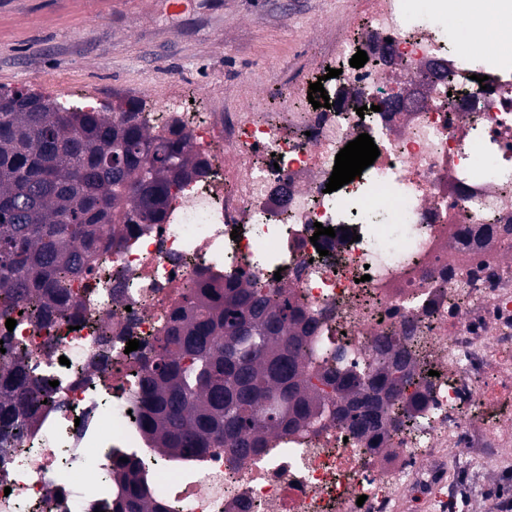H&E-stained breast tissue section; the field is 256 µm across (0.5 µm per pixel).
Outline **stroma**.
Segmentation results:
<instances>
[{"label": "stroma", "mask_w": 512, "mask_h": 512, "mask_svg": "<svg viewBox=\"0 0 512 512\" xmlns=\"http://www.w3.org/2000/svg\"><path fill=\"white\" fill-rule=\"evenodd\" d=\"M372 0H0V91L61 102L143 103L149 112L309 109L295 89L317 82L345 27H365ZM457 512L512 476L462 469Z\"/></svg>", "instance_id": "stroma-1"}]
</instances>
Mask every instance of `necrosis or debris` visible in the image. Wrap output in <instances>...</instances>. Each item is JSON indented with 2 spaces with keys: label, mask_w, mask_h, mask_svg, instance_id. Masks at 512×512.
Masks as SVG:
<instances>
[{
  "label": "necrosis or debris",
  "mask_w": 512,
  "mask_h": 512,
  "mask_svg": "<svg viewBox=\"0 0 512 512\" xmlns=\"http://www.w3.org/2000/svg\"><path fill=\"white\" fill-rule=\"evenodd\" d=\"M452 28L376 0L336 56L385 43L395 63L342 72L329 107L261 122L165 113L159 132L189 135L210 172L173 189L162 225L97 252L72 283L78 316L18 317L12 345L48 394L0 449V512H115L122 487L100 474L130 455L166 512H447L470 449L512 470V60L461 46ZM439 63L447 80L431 74ZM386 85L420 93L382 114ZM362 133L376 161L326 192ZM319 224L358 239L316 236ZM202 274L280 291L313 318L328 349L314 370L369 369L383 339L421 345L435 373L409 391L425 408L375 448L327 414L246 457L161 454L131 417L142 372L125 347L156 343Z\"/></svg>",
  "instance_id": "obj_1"
}]
</instances>
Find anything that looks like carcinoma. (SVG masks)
<instances>
[{"label": "carcinoma", "instance_id": "obj_1", "mask_svg": "<svg viewBox=\"0 0 512 512\" xmlns=\"http://www.w3.org/2000/svg\"><path fill=\"white\" fill-rule=\"evenodd\" d=\"M142 107L112 112L23 91L0 93V317L20 307L44 320L76 307L70 280L123 237L121 225L160 224L172 188L207 173L190 139H161L140 120ZM115 225L106 239L103 228ZM312 319L290 302L241 281L200 275L173 310L165 336L144 357L139 422L172 457L222 448L255 454L280 430L313 426L336 404V423L375 442L423 399L380 413L400 398L421 361L384 342L368 373L348 368L312 374L306 359ZM0 370V440L19 438L44 394L19 355ZM120 512H164L151 504L142 463L115 469Z\"/></svg>", "mask_w": 512, "mask_h": 512}]
</instances>
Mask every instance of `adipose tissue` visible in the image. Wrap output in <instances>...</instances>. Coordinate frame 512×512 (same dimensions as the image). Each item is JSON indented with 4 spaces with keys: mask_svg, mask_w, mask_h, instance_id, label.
I'll list each match as a JSON object with an SVG mask.
<instances>
[{
    "mask_svg": "<svg viewBox=\"0 0 512 512\" xmlns=\"http://www.w3.org/2000/svg\"><path fill=\"white\" fill-rule=\"evenodd\" d=\"M512 16V0H495L493 5L475 4L474 0H457L454 23L459 39L474 44L478 34L493 35L491 46L500 53H512V32L499 27L500 19Z\"/></svg>",
    "mask_w": 512,
    "mask_h": 512,
    "instance_id": "1",
    "label": "adipose tissue"
}]
</instances>
